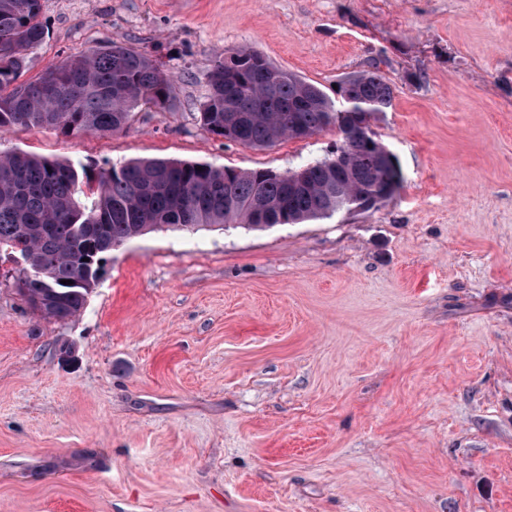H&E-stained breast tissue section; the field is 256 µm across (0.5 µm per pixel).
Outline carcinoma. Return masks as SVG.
<instances>
[{
	"label": "carcinoma",
	"instance_id": "carcinoma-1",
	"mask_svg": "<svg viewBox=\"0 0 512 512\" xmlns=\"http://www.w3.org/2000/svg\"><path fill=\"white\" fill-rule=\"evenodd\" d=\"M41 11V0H0V130L107 134L125 128L139 107L173 106L176 86L158 60L116 42L16 84L25 52L45 38ZM207 79L200 116L209 132L265 148L334 126L336 149L346 148L343 166L308 163L305 183L294 185L268 169L139 159L93 175L33 154H0V259L21 257L37 270L16 278L32 310L57 321L76 316L112 250L147 231L302 224L332 216L340 204L369 211L399 176L385 145L348 123L350 112L371 118L391 109L394 89L379 66L340 81L339 108L317 85L246 49L216 55Z\"/></svg>",
	"mask_w": 512,
	"mask_h": 512
}]
</instances>
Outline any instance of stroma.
Here are the masks:
<instances>
[{
    "mask_svg": "<svg viewBox=\"0 0 512 512\" xmlns=\"http://www.w3.org/2000/svg\"><path fill=\"white\" fill-rule=\"evenodd\" d=\"M19 80L109 42L172 109L110 134L0 132L91 171L136 158L288 172L336 131L209 133L206 73L248 49L327 95L381 60L377 209L115 248L83 310L0 277V512H512V0H42ZM70 358H62V349Z\"/></svg>",
    "mask_w": 512,
    "mask_h": 512,
    "instance_id": "obj_1",
    "label": "stroma"
}]
</instances>
